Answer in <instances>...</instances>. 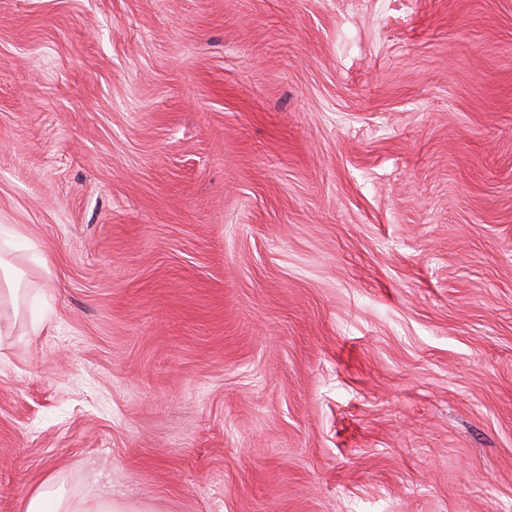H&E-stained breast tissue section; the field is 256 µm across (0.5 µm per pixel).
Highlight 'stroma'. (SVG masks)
<instances>
[{
	"mask_svg": "<svg viewBox=\"0 0 512 512\" xmlns=\"http://www.w3.org/2000/svg\"><path fill=\"white\" fill-rule=\"evenodd\" d=\"M1 224L0 512H512V0H0ZM0 305L1 308L9 303L17 313L20 302V276L13 267L7 254L0 249ZM23 512H148L144 505L112 496L86 494L73 496L62 487L46 481L25 497Z\"/></svg>",
	"mask_w": 512,
	"mask_h": 512,
	"instance_id": "obj_1",
	"label": "stroma"
}]
</instances>
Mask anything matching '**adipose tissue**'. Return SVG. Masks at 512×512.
<instances>
[{
  "instance_id": "ef3b65f1",
  "label": "adipose tissue",
  "mask_w": 512,
  "mask_h": 512,
  "mask_svg": "<svg viewBox=\"0 0 512 512\" xmlns=\"http://www.w3.org/2000/svg\"><path fill=\"white\" fill-rule=\"evenodd\" d=\"M22 512H148V509L111 496H74L47 481L25 497Z\"/></svg>"
}]
</instances>
